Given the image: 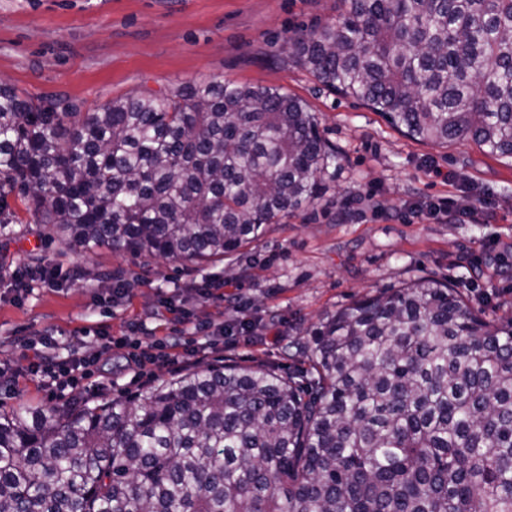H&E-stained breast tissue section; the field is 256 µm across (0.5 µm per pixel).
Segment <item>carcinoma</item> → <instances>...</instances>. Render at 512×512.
<instances>
[{"mask_svg":"<svg viewBox=\"0 0 512 512\" xmlns=\"http://www.w3.org/2000/svg\"><path fill=\"white\" fill-rule=\"evenodd\" d=\"M285 52L420 142L512 157V0H336ZM0 83V202L70 247L223 259L314 202L336 150L277 87L188 84L96 112ZM288 358L142 400L0 410V512H512V318L446 281L326 315Z\"/></svg>","mask_w":512,"mask_h":512,"instance_id":"cac0c4a2","label":"carcinoma"}]
</instances>
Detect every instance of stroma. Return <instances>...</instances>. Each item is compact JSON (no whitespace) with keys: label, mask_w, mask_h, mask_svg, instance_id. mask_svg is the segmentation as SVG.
Segmentation results:
<instances>
[{"label":"stroma","mask_w":512,"mask_h":512,"mask_svg":"<svg viewBox=\"0 0 512 512\" xmlns=\"http://www.w3.org/2000/svg\"><path fill=\"white\" fill-rule=\"evenodd\" d=\"M336 17V0H0V81L18 92L92 112L142 91L229 79L281 87L316 112L340 164L319 199L240 254L200 264L138 259L108 248H72L45 235L24 204L8 195L0 221V273L50 260L82 278L58 287L34 282L15 299L0 285V363L21 368L29 343L46 331L83 332L97 356L92 384L111 397L137 393L125 360L100 353L93 331L155 336L181 331L177 311L223 320L234 360L291 367L288 344L356 298L397 288L419 275L452 281L486 314L512 316V161L468 140L424 144L378 113L320 87L282 48L299 29ZM364 200L344 213L354 195ZM456 210L424 220L416 205ZM467 205L477 214L464 213ZM124 272L123 281L106 278Z\"/></svg>","instance_id":"35a3bbf8"}]
</instances>
